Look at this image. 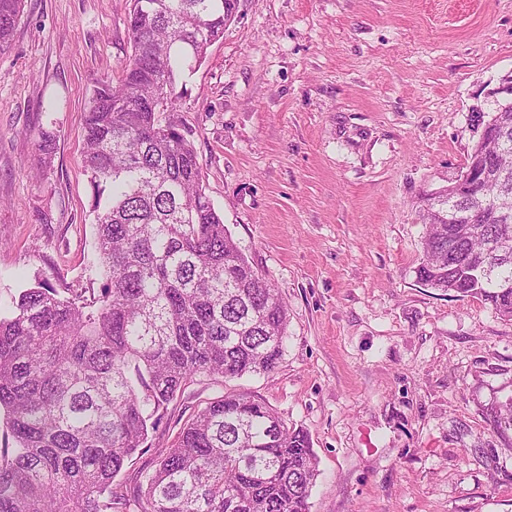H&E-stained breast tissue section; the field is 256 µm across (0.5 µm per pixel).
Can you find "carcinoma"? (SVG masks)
Listing matches in <instances>:
<instances>
[{
    "label": "carcinoma",
    "instance_id": "carcinoma-1",
    "mask_svg": "<svg viewBox=\"0 0 512 512\" xmlns=\"http://www.w3.org/2000/svg\"><path fill=\"white\" fill-rule=\"evenodd\" d=\"M23 6L0 0V51ZM236 11L237 0H130L129 62L85 112L100 296L79 303L39 286L0 315V512H309V435L243 393L198 409L131 494L114 487L187 384L269 374L283 354L288 307L225 228L176 116L183 74ZM500 118L507 151L491 160L489 194L512 191V110ZM422 221L420 280L512 321V252L485 257L497 226L428 210ZM486 259L492 277L475 278ZM492 423L512 430V401Z\"/></svg>",
    "mask_w": 512,
    "mask_h": 512
}]
</instances>
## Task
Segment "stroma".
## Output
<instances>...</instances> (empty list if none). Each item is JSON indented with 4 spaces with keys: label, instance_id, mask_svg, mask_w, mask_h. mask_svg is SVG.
<instances>
[{
    "label": "stroma",
    "instance_id": "obj_1",
    "mask_svg": "<svg viewBox=\"0 0 512 512\" xmlns=\"http://www.w3.org/2000/svg\"><path fill=\"white\" fill-rule=\"evenodd\" d=\"M128 0H25L0 52V309L104 283L82 165L94 85L131 53ZM512 72V0H238L177 102L206 192L288 305L274 372L198 377L117 481L134 487L208 399L305 429L310 512H512V321L419 280L424 195ZM54 131L49 165L37 133Z\"/></svg>",
    "mask_w": 512,
    "mask_h": 512
}]
</instances>
